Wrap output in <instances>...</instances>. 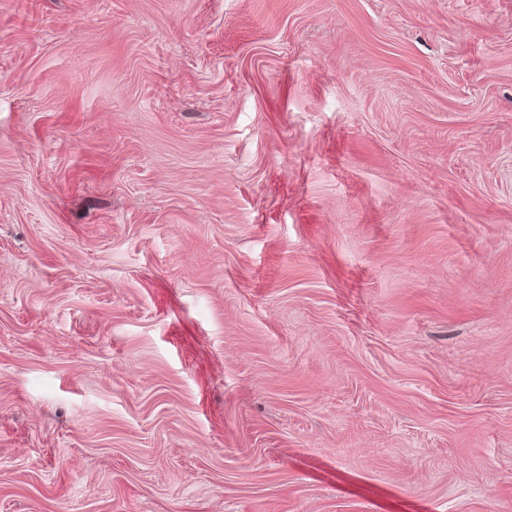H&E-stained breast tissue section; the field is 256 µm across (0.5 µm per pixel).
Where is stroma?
Masks as SVG:
<instances>
[{
    "instance_id": "35a3bbf8",
    "label": "stroma",
    "mask_w": 512,
    "mask_h": 512,
    "mask_svg": "<svg viewBox=\"0 0 512 512\" xmlns=\"http://www.w3.org/2000/svg\"><path fill=\"white\" fill-rule=\"evenodd\" d=\"M0 512H512V0H0Z\"/></svg>"
}]
</instances>
